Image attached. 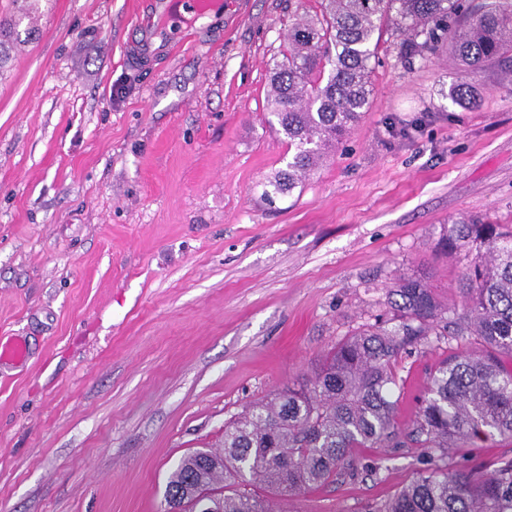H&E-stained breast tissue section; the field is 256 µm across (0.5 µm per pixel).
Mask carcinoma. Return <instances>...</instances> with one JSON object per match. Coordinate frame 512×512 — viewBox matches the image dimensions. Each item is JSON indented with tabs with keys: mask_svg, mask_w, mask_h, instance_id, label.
<instances>
[{
	"mask_svg": "<svg viewBox=\"0 0 512 512\" xmlns=\"http://www.w3.org/2000/svg\"><path fill=\"white\" fill-rule=\"evenodd\" d=\"M23 16L0 17V48L19 39ZM386 34L401 64L444 51L476 72L512 58V0H319V12H295L266 106L294 153L263 183L264 199L292 192L361 119ZM447 98L473 100L475 92L459 83ZM440 245L464 261L461 310L444 311L418 278L399 280V325H364L328 351L309 385L249 403L224 424L223 447L179 459L165 505L273 512L271 495L300 494L353 470V449L405 442L430 449L431 467L372 512H512V458L491 470L453 461L478 440L512 438V370L498 360L512 356V225L455 220L443 226ZM432 333L474 336L482 350L435 367L403 436L393 364L406 343Z\"/></svg>",
	"mask_w": 512,
	"mask_h": 512,
	"instance_id": "1",
	"label": "carcinoma"
}]
</instances>
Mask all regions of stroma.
<instances>
[{"label": "stroma", "instance_id": "35a3bbf8", "mask_svg": "<svg viewBox=\"0 0 512 512\" xmlns=\"http://www.w3.org/2000/svg\"><path fill=\"white\" fill-rule=\"evenodd\" d=\"M317 0H224L141 62L150 5L40 0L38 34L0 69V512H162L187 452L219 447L249 402L308 381L389 292L424 279L462 301L442 224H512V62L444 94L445 55L384 54L368 109L289 195L290 155L264 110L292 15ZM430 336L399 353L409 430L430 369L470 348ZM357 469L287 497L288 512H367L429 451L357 448Z\"/></svg>", "mask_w": 512, "mask_h": 512}]
</instances>
